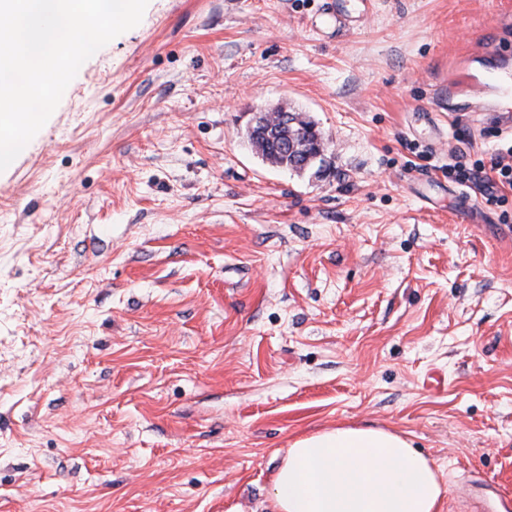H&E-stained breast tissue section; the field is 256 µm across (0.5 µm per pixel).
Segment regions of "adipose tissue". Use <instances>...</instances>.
Masks as SVG:
<instances>
[{"instance_id":"1","label":"adipose tissue","mask_w":512,"mask_h":512,"mask_svg":"<svg viewBox=\"0 0 512 512\" xmlns=\"http://www.w3.org/2000/svg\"><path fill=\"white\" fill-rule=\"evenodd\" d=\"M443 488L404 435L339 426L295 440L270 481V512H438Z\"/></svg>"}]
</instances>
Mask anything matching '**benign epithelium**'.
Instances as JSON below:
<instances>
[{
	"mask_svg": "<svg viewBox=\"0 0 512 512\" xmlns=\"http://www.w3.org/2000/svg\"><path fill=\"white\" fill-rule=\"evenodd\" d=\"M293 113L288 108L262 109L251 113L247 130L255 149L266 150L273 159H289L305 171L325 160L326 142L315 125L307 127L305 139L297 140L293 134Z\"/></svg>",
	"mask_w": 512,
	"mask_h": 512,
	"instance_id": "1",
	"label": "benign epithelium"
}]
</instances>
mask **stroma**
I'll use <instances>...</instances> for the list:
<instances>
[{"mask_svg":"<svg viewBox=\"0 0 512 512\" xmlns=\"http://www.w3.org/2000/svg\"><path fill=\"white\" fill-rule=\"evenodd\" d=\"M149 0L0 172V512H267L295 440L404 433L440 512L512 497V146L451 80L512 0ZM306 112L325 175L251 111ZM250 115L247 130L255 149L260 153L264 147L266 153L271 154L272 160L283 158L284 163L290 157L292 164L301 169L300 171L324 162L327 146L316 125L307 127L305 139L299 141L293 134V125L297 120H292L293 112L288 111L287 107L262 109L258 112H250ZM275 119L278 121L277 125L280 124L279 128L271 124ZM298 158L300 161L296 165ZM510 158V161H509ZM512 146L506 150L498 148L491 154L489 171L494 174V177H488L486 165L482 163L473 164L471 167L461 161H456L454 164L448 165V176L458 183L466 184L473 183L484 178L488 179L491 188L493 185L506 186L512 189Z\"/></svg>","mask_w":512,"mask_h":512,"instance_id":"stroma-1","label":"stroma"}]
</instances>
